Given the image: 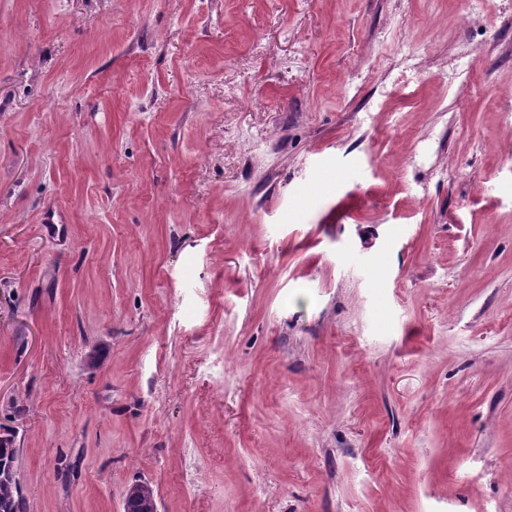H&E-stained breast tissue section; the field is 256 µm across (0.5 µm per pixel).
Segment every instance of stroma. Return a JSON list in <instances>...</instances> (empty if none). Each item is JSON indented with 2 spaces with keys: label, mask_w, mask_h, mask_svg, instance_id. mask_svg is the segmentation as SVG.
<instances>
[{
  "label": "stroma",
  "mask_w": 512,
  "mask_h": 512,
  "mask_svg": "<svg viewBox=\"0 0 512 512\" xmlns=\"http://www.w3.org/2000/svg\"><path fill=\"white\" fill-rule=\"evenodd\" d=\"M28 512H512V0H0V436ZM147 490V494L144 493ZM124 511L126 512H158V503L149 482H138L128 487L124 494Z\"/></svg>",
  "instance_id": "1"
}]
</instances>
